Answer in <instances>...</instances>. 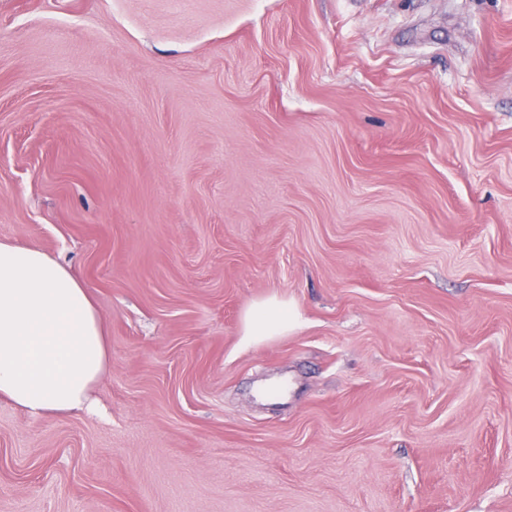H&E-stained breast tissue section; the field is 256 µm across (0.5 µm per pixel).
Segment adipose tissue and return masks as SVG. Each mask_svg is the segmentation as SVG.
<instances>
[{"label": "adipose tissue", "mask_w": 512, "mask_h": 512, "mask_svg": "<svg viewBox=\"0 0 512 512\" xmlns=\"http://www.w3.org/2000/svg\"><path fill=\"white\" fill-rule=\"evenodd\" d=\"M296 321L271 298L246 312L244 336L255 343ZM107 361L98 315L70 269L39 248L0 241V398L32 414L88 405Z\"/></svg>", "instance_id": "adipose-tissue-1"}]
</instances>
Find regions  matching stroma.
Returning <instances> with one entry per match:
<instances>
[{
  "label": "stroma",
  "mask_w": 512,
  "mask_h": 512,
  "mask_svg": "<svg viewBox=\"0 0 512 512\" xmlns=\"http://www.w3.org/2000/svg\"><path fill=\"white\" fill-rule=\"evenodd\" d=\"M0 240L108 349L0 512H512V0H0ZM296 322V312L286 303L271 298L255 304L246 312L244 336L248 342H259L288 330V323L294 325Z\"/></svg>",
  "instance_id": "stroma-1"
}]
</instances>
